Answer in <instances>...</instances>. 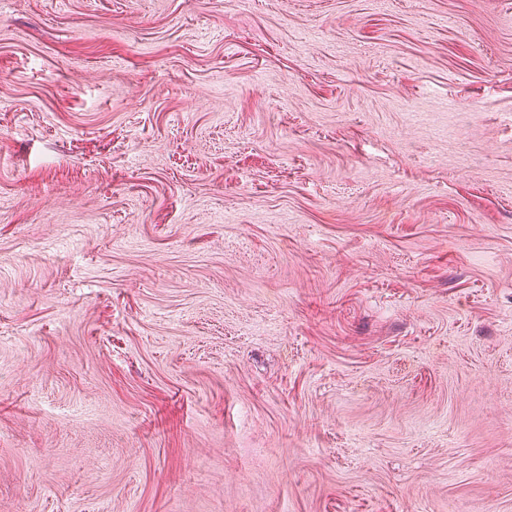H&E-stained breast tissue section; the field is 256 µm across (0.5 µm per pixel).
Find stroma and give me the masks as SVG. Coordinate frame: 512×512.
Masks as SVG:
<instances>
[{
    "mask_svg": "<svg viewBox=\"0 0 512 512\" xmlns=\"http://www.w3.org/2000/svg\"><path fill=\"white\" fill-rule=\"evenodd\" d=\"M0 512H512V0H0Z\"/></svg>",
    "mask_w": 512,
    "mask_h": 512,
    "instance_id": "35a3bbf8",
    "label": "stroma"
}]
</instances>
